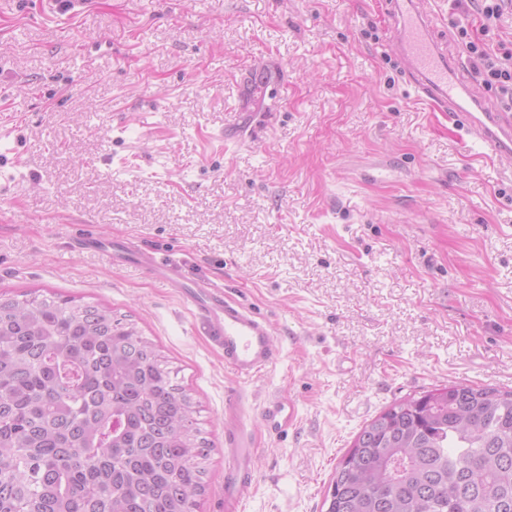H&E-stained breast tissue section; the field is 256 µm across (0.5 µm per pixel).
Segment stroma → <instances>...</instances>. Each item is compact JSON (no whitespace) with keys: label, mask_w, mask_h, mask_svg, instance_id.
Listing matches in <instances>:
<instances>
[{"label":"stroma","mask_w":512,"mask_h":512,"mask_svg":"<svg viewBox=\"0 0 512 512\" xmlns=\"http://www.w3.org/2000/svg\"><path fill=\"white\" fill-rule=\"evenodd\" d=\"M428 0L477 97L456 28ZM383 0H0V294L111 307L191 397L224 512L228 404L245 512H320L360 429L451 382L512 390V158L414 98ZM91 231L159 251L266 315L277 359L236 381L201 314ZM279 402L288 417L270 425ZM226 447V451L234 457L235 462L224 484V511L243 512L241 488L245 484L251 485L254 480L256 448H252L248 435L240 425L230 429Z\"/></svg>","instance_id":"obj_1"}]
</instances>
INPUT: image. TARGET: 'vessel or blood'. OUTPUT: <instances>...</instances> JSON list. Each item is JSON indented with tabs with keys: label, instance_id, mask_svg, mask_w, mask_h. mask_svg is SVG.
I'll list each match as a JSON object with an SVG mask.
<instances>
[{
	"label": "vessel or blood",
	"instance_id": "vessel-or-blood-1",
	"mask_svg": "<svg viewBox=\"0 0 512 512\" xmlns=\"http://www.w3.org/2000/svg\"><path fill=\"white\" fill-rule=\"evenodd\" d=\"M387 17L397 58L417 99L431 109L447 113L473 143L495 155L512 156V114L485 109L471 88L457 79L419 0H390ZM73 246L79 250H111L117 259L135 264L176 288L202 313L212 342L223 352L225 366L237 378L258 377L275 362L269 321L245 304L225 298L223 290L189 280L176 262L152 250L133 251L122 242H105L91 233L74 237ZM226 447L234 465L224 485V509L243 512L241 489L254 479L255 450L239 425L230 429Z\"/></svg>",
	"mask_w": 512,
	"mask_h": 512
}]
</instances>
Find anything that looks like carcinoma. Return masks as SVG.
I'll return each instance as SVG.
<instances>
[{
	"label": "carcinoma",
	"instance_id": "1",
	"mask_svg": "<svg viewBox=\"0 0 512 512\" xmlns=\"http://www.w3.org/2000/svg\"><path fill=\"white\" fill-rule=\"evenodd\" d=\"M153 342L112 308L0 299V512H195L212 445ZM323 512H512V391L435 387L382 410Z\"/></svg>",
	"mask_w": 512,
	"mask_h": 512
}]
</instances>
